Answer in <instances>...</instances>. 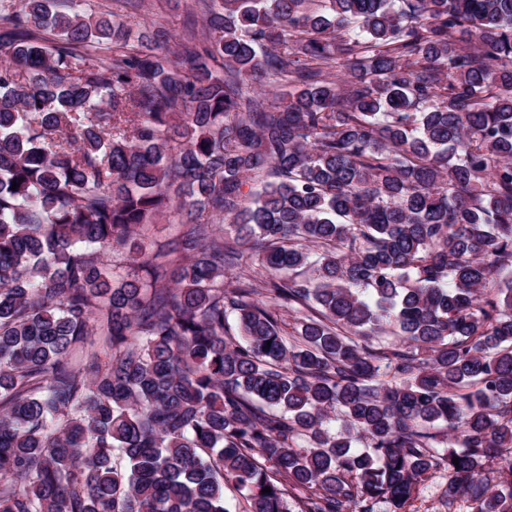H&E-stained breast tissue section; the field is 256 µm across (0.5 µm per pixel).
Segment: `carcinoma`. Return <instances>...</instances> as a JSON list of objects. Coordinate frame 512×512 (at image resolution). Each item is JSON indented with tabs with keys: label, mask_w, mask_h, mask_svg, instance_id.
<instances>
[{
	"label": "carcinoma",
	"mask_w": 512,
	"mask_h": 512,
	"mask_svg": "<svg viewBox=\"0 0 512 512\" xmlns=\"http://www.w3.org/2000/svg\"><path fill=\"white\" fill-rule=\"evenodd\" d=\"M168 42L0 13V512H404L436 469L512 512V0H221Z\"/></svg>",
	"instance_id": "1"
}]
</instances>
